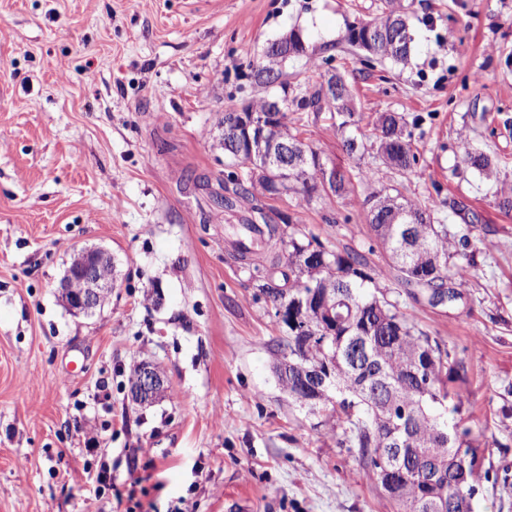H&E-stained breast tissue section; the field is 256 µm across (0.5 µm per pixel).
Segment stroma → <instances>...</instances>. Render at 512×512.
<instances>
[{
    "instance_id": "35a3bbf8",
    "label": "stroma",
    "mask_w": 512,
    "mask_h": 512,
    "mask_svg": "<svg viewBox=\"0 0 512 512\" xmlns=\"http://www.w3.org/2000/svg\"><path fill=\"white\" fill-rule=\"evenodd\" d=\"M402 3L408 62L366 66L343 37L380 0H0V512H124L116 495L131 485L152 512H226L232 498L246 512H397L328 435L331 408L281 389L272 363L288 328L225 234L242 215L222 202L224 106L260 96L250 61L294 30L309 55L285 72L310 87L342 75L364 139L378 113L418 118L415 171L379 169L381 184L484 218L469 227L478 265L461 299L433 307L393 284L388 296L462 363L478 512H512V210L494 196L512 181V0ZM302 136L350 166L328 115ZM463 137L489 173L458 172ZM363 197L357 182L260 202L381 265ZM93 248L116 286L77 314L60 282ZM141 361L168 384L142 408L128 398Z\"/></svg>"
}]
</instances>
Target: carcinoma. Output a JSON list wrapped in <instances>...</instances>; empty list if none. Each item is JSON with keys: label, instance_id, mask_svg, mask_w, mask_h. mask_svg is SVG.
Listing matches in <instances>:
<instances>
[{"label": "carcinoma", "instance_id": "carcinoma-1", "mask_svg": "<svg viewBox=\"0 0 512 512\" xmlns=\"http://www.w3.org/2000/svg\"><path fill=\"white\" fill-rule=\"evenodd\" d=\"M397 0H384L382 13L358 30L347 25L345 42L370 57L407 59L414 41ZM286 58L256 59L249 63L255 84L289 88L282 69ZM326 79L313 91L291 89L283 95H266L245 104V111L229 103L224 107V135L233 136L237 150L224 149L231 166H250L246 178L234 177L233 196L224 198V210L231 211L239 200L256 195L283 196L290 193L310 198L318 191L337 196L348 192V170L324 158L312 145L288 129V113L307 112L318 118L334 112L346 154L355 161L356 178L375 182V172L363 164L371 148L385 168L407 172L417 164L412 131L404 116L381 112L375 123V138L365 146L358 137V120L352 107L350 87L342 85L334 94ZM264 112V124H253L251 110ZM304 149V161L288 168L272 164L284 141ZM464 171L483 172L491 160L475 151L469 142L458 145ZM448 207L464 224H480L483 216L458 200L432 199L414 202L386 193V188L369 192L362 208L367 223L392 264L382 267L355 249H329L315 236L293 223L290 214L279 215L280 223L264 221L248 226L264 243L278 249L258 258L254 270L261 274L258 288L263 295L286 307L288 336L278 341L281 358L273 370L288 397L314 411L328 405L336 412L330 432L338 443L359 449L363 464L378 483H384L381 464L385 449L404 451L405 465L393 474L404 488L413 489L421 478L415 458L445 462L458 448L465 449L467 461L463 480L474 487L478 472L476 449L467 440L470 429L457 416L463 404L461 391L449 384L460 377L461 364L438 338L431 337L389 300L378 284L393 278L416 297V292L434 296L448 289V303L461 298L470 287L474 256L466 253L468 238L458 228L435 223L434 213ZM411 226V242L403 244L402 229ZM312 325V343L296 334L294 325ZM365 352L351 358L357 343ZM422 369L429 390L420 389L414 372ZM330 372L331 381L323 394L313 388L312 375Z\"/></svg>", "mask_w": 512, "mask_h": 512}]
</instances>
